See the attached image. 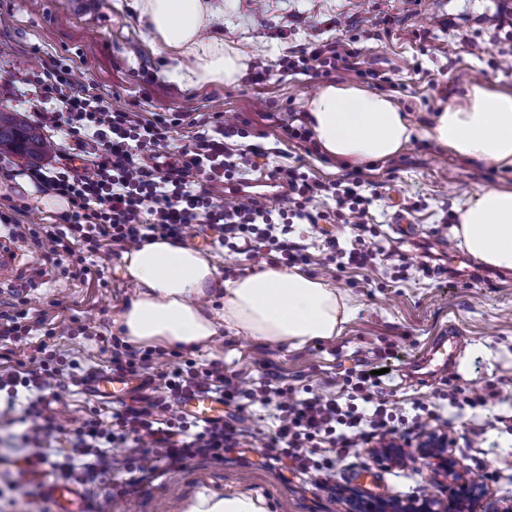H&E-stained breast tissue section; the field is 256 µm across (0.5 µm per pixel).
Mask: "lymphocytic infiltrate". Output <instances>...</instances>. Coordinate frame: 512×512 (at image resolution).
<instances>
[{"label": "lymphocytic infiltrate", "instance_id": "lymphocytic-infiltrate-1", "mask_svg": "<svg viewBox=\"0 0 512 512\" xmlns=\"http://www.w3.org/2000/svg\"><path fill=\"white\" fill-rule=\"evenodd\" d=\"M341 58L337 44H314L283 59L282 66L294 73H311L335 67ZM32 86L35 124L53 137L79 143L89 136L97 144L93 166L83 173L59 162L23 168V175L39 192L68 201V210L57 214L55 223L20 224L0 213V224L29 238L55 268H63L71 258L78 275L88 276L92 269L86 254H99L105 243L126 250L158 239L180 242L200 223L216 230L229 248H242L249 258L292 266L307 258L304 245L289 237L293 221L314 226L352 224L360 231L371 221L372 200L361 192L364 180L358 171L347 179L323 183L298 167L278 168L276 177L288 186V208L278 224L272 222L264 201L249 198L223 204L214 200L209 190L212 183L242 180L257 166L259 150L234 142L235 137H248V121L196 119L193 135L172 163L166 150L168 120L112 108L102 94L74 84L69 69L58 65L46 68ZM324 195L334 199V208L320 209L317 199ZM102 343L113 372L156 377L165 394L145 406H122L108 422L94 415L86 419L71 441L70 452L52 462L59 477L68 481L84 484L108 473L105 449L117 441L141 444L134 471L143 477L155 473L162 462L179 467L197 458L223 461L225 448L236 444L238 435L220 421L193 431L177 404L195 393L222 396L225 405L239 410L274 407L278 425L265 443L271 459L290 458L309 473L328 472L356 448L394 438L399 430L393 402L379 395L378 376L364 369L351 371L346 401L333 394L297 400L267 381L241 386L236 374L226 372L220 361L186 360L160 370L154 350L132 346L116 335L103 337ZM32 361L30 370L20 366L0 371V392L11 400L18 387L33 391L25 436L38 440L58 430L55 420L44 415L43 402L76 377L79 365L57 356L43 343L36 347Z\"/></svg>", "mask_w": 512, "mask_h": 512}]
</instances>
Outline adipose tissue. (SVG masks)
<instances>
[{
  "instance_id": "obj_1",
  "label": "adipose tissue",
  "mask_w": 512,
  "mask_h": 512,
  "mask_svg": "<svg viewBox=\"0 0 512 512\" xmlns=\"http://www.w3.org/2000/svg\"><path fill=\"white\" fill-rule=\"evenodd\" d=\"M138 7L162 48L190 60L191 82L234 84L244 76L245 55L208 36L205 0H138ZM307 116L322 152L352 162L393 158L415 132L388 95L358 86L324 85L309 100ZM424 135L455 156L512 168V91L470 84L434 116ZM456 212L453 234L466 251L512 270V188L478 191ZM122 261L135 292L116 323L134 344L191 349L225 328L299 348L339 335L351 314L335 288L297 269L267 265L222 280L199 251L163 239L131 249ZM219 283L224 303L216 310L208 300Z\"/></svg>"
}]
</instances>
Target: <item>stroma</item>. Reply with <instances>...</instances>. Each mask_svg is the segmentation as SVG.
Here are the masks:
<instances>
[{"instance_id":"obj_1","label":"stroma","mask_w":512,"mask_h":512,"mask_svg":"<svg viewBox=\"0 0 512 512\" xmlns=\"http://www.w3.org/2000/svg\"><path fill=\"white\" fill-rule=\"evenodd\" d=\"M499 0H206L210 31L225 47L249 59L265 58L270 76L262 84L243 77L190 85L187 69L166 52H152L149 26L140 21L135 0H0V107L21 112L28 104L15 95L52 62L71 70L77 84L106 96L113 108L147 118H178L172 135L183 145L192 119L206 116L249 120L250 143L268 149L250 179L270 176L279 166H301L323 181L351 171L352 163L333 160L305 143L288 140L283 125L305 113L309 99L327 83L356 85L389 95L417 127L434 112L462 98L474 78L512 88V21L496 23ZM340 40L358 49L357 57L316 75L283 72L281 58L312 43ZM377 79L364 77V70ZM366 178L377 197L372 248L375 270L323 266L324 238L310 225H295L310 256L302 269L324 278L346 295L353 314L339 336L300 348L268 345L245 335L222 332L204 347L190 350L197 363L223 361L243 381L266 380L287 388L290 398L306 392L343 394L351 368L385 365L379 385L399 413L414 415L416 405L443 408L439 432L450 439L458 458L483 486L467 512H512V271L496 269L463 254L443 217L471 194L490 187L512 188V168L461 159L413 137L399 155L374 163ZM22 207L23 224H48L50 212L26 178L0 179V212ZM403 212L414 235L403 242L394 215ZM22 254L12 277L0 279L6 291L26 282L32 315L46 322L88 326L90 335L50 338L58 353L84 367L106 371L98 335L116 333L114 320L133 293L122 258L90 257L95 276L62 275L44 261L30 240L15 236ZM219 273L253 270L246 255L219 245L207 226L185 240ZM461 336L449 344L451 364L430 382L419 380L412 365L443 329ZM498 386L500 395L483 407L456 410L448 395L473 397ZM28 404L20 391L11 421L0 420V512H40L46 490L27 479L18 434ZM113 404L88 395L81 380L68 381L60 399L44 407L62 425L44 447L65 453L72 431L90 414L110 420ZM226 423L248 431L241 444L225 449L220 463L193 460L157 474L116 495L114 484L127 481L125 463L133 450L117 444L109 457L117 467L102 482L83 487L88 512H186L200 496H247L263 512H348L352 492L382 501L440 497L448 493L423 458L398 467L358 449L336 466L328 488L312 475L286 469L266 453L269 421L258 413L229 411Z\"/></svg>"}]
</instances>
